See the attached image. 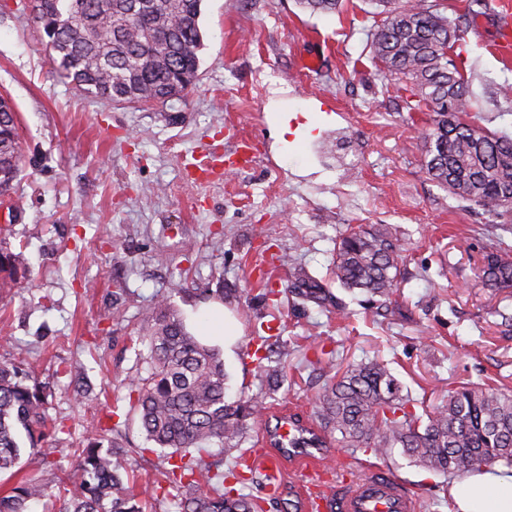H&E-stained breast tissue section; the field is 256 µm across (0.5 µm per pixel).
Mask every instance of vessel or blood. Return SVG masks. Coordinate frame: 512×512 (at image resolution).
Segmentation results:
<instances>
[{
    "label": "vessel or blood",
    "mask_w": 512,
    "mask_h": 512,
    "mask_svg": "<svg viewBox=\"0 0 512 512\" xmlns=\"http://www.w3.org/2000/svg\"><path fill=\"white\" fill-rule=\"evenodd\" d=\"M301 435L291 417L281 418L272 453L276 464L270 469L277 482L282 479L281 460H293L309 471L308 482L298 489L301 512H418L417 494L382 467L367 464L358 475L330 479L322 466L325 446L297 447Z\"/></svg>",
    "instance_id": "1"
}]
</instances>
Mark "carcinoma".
Segmentation results:
<instances>
[{"label":"carcinoma","instance_id":"carcinoma-1","mask_svg":"<svg viewBox=\"0 0 512 512\" xmlns=\"http://www.w3.org/2000/svg\"><path fill=\"white\" fill-rule=\"evenodd\" d=\"M313 13L336 11L340 0H298ZM385 17L373 33V57L395 86L410 88L415 108L433 113L425 132L424 169L448 193L472 202L503 224L512 222V137L466 120L477 105L468 81L446 48L462 40L467 14L449 18L435 0H379ZM202 0H30L33 18L55 54L59 72L80 90L110 101H158L174 86L187 90L198 76ZM22 163L14 107L0 104V192L11 188ZM400 248L379 227L350 229L336 243L334 275L342 287L387 301L401 274ZM478 279L512 288V255L487 253ZM289 292L345 315L338 298L299 268ZM139 340L148 344L149 374L129 383L146 440L165 450L162 481L177 493V512H261L238 489L250 467L215 471L201 456L218 441L241 446L263 401L226 395L224 361L189 332L166 300L142 312ZM403 393L387 364L370 360L336 367L319 397L318 418L347 448L390 457L396 449L426 471L462 476L494 464L512 468V391L464 383L448 402L424 416ZM55 427L42 390L27 383L20 362L0 360V472L21 458L23 442L39 470H51L70 494L66 512H143L129 489V449L110 439L111 428L77 449L72 470L55 460L46 441ZM47 484L23 477L0 492V512H29Z\"/></svg>","mask_w":512,"mask_h":512}]
</instances>
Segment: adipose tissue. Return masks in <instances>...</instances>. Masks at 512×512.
<instances>
[{"instance_id": "1", "label": "adipose tissue", "mask_w": 512, "mask_h": 512, "mask_svg": "<svg viewBox=\"0 0 512 512\" xmlns=\"http://www.w3.org/2000/svg\"><path fill=\"white\" fill-rule=\"evenodd\" d=\"M453 512H512V469L486 467L451 487Z\"/></svg>"}]
</instances>
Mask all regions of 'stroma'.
<instances>
[{"label": "stroma", "instance_id": "1", "mask_svg": "<svg viewBox=\"0 0 512 512\" xmlns=\"http://www.w3.org/2000/svg\"><path fill=\"white\" fill-rule=\"evenodd\" d=\"M24 2L0 0V95L18 114L24 149L0 194V250L22 260L0 273V357L50 387L63 466L112 423L116 443L138 451L137 492L159 478L162 451L148 445L128 384L149 370L140 313L164 296L193 328L210 327L205 311L218 300L240 324L223 357L228 395L260 396L265 410L239 451L207 445L224 471L281 416L314 423L331 380L326 365L309 364L317 346L344 364L386 362L427 412L462 383L512 390V288L477 277L486 252L512 253V231L425 174L431 115L408 110L372 60L374 0H341L331 15L297 0H203L198 79L164 103L80 94L55 73ZM503 3L489 0L471 18L456 64L478 99L472 121L512 135V58L493 48ZM207 144L222 150V180L194 179L181 163ZM360 224L389 227L402 247L401 314L333 281L336 244ZM299 267L330 284L346 316L289 296ZM263 321L288 353L260 363ZM57 364L73 367L84 399L54 375ZM268 368L286 378L274 392ZM381 463L420 493L419 512H448L449 479L399 453ZM265 471L255 465L242 493L267 497L265 512H299L301 467L285 463L269 497Z\"/></svg>", "mask_w": 512, "mask_h": 512}]
</instances>
